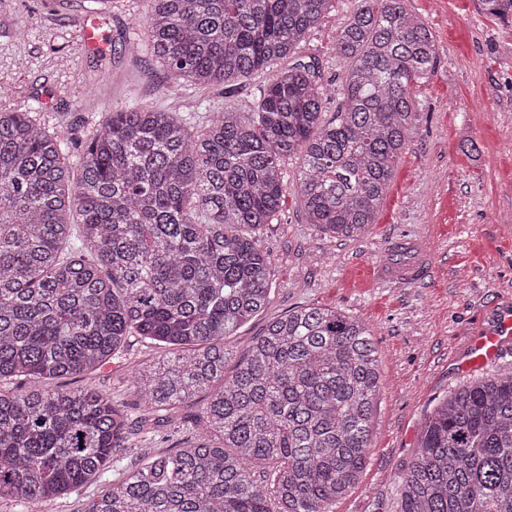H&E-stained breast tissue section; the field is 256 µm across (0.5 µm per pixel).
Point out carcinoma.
Wrapping results in <instances>:
<instances>
[{"instance_id":"carcinoma-1","label":"carcinoma","mask_w":512,"mask_h":512,"mask_svg":"<svg viewBox=\"0 0 512 512\" xmlns=\"http://www.w3.org/2000/svg\"><path fill=\"white\" fill-rule=\"evenodd\" d=\"M332 2L150 0L147 46L174 83L271 73L249 109L209 106L194 132L133 99L76 145L0 107V499L37 512L131 445V413L108 394L42 384L101 369L133 337L164 352L132 372L137 409L165 412L173 438L203 395L212 437L145 453L88 512H333L357 485L382 387L366 323L300 305L239 357L227 344L270 301L258 233L280 213L283 161L302 158L307 223L360 237L437 62L404 0H355L333 45L342 103L324 120L318 60L289 58ZM399 512H512V362L427 416Z\"/></svg>"}]
</instances>
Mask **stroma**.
<instances>
[{"label":"stroma","instance_id":"obj_1","mask_svg":"<svg viewBox=\"0 0 512 512\" xmlns=\"http://www.w3.org/2000/svg\"><path fill=\"white\" fill-rule=\"evenodd\" d=\"M433 33L439 49L433 74L418 87L420 113L395 166L373 224L354 240L333 239L307 224L296 176L300 158L284 163L289 180L277 219L259 238L272 258L270 303L229 344L242 352L268 321L304 304L334 308L364 321L377 344L382 387L371 448L358 484L335 512H398L401 481L424 416L454 386L494 372L471 340L489 324L493 303L512 302V20L488 13L484 0H405ZM354 0H333L321 23L297 48L318 56L328 99L341 103L345 66L332 51L336 30ZM149 0H0V84L13 94L7 109H30L48 129L86 139L94 125L127 100L200 116L201 104L248 108L268 74L230 88L176 85L143 41ZM97 25L105 48L88 47L85 27ZM425 235L433 246L428 272L414 285L394 286L377 273L400 239ZM159 349L134 340L111 364L49 388L97 389L130 404L135 366ZM141 450L120 449L102 479L74 489L38 512H87L112 482L135 470Z\"/></svg>","mask_w":512,"mask_h":512}]
</instances>
